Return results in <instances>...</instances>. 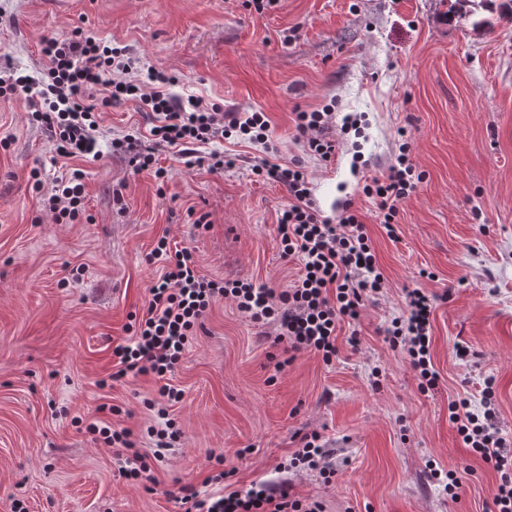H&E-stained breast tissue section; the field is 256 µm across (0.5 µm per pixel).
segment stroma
I'll return each instance as SVG.
<instances>
[{
	"label": "stroma",
	"mask_w": 512,
	"mask_h": 512,
	"mask_svg": "<svg viewBox=\"0 0 512 512\" xmlns=\"http://www.w3.org/2000/svg\"><path fill=\"white\" fill-rule=\"evenodd\" d=\"M76 29L175 76L173 93L265 112L278 163L301 161L321 215L347 202L359 216L384 288L340 323L332 361L275 343V325L221 299L169 379L178 403L149 374L108 382L113 346L147 311L161 237L216 281L280 292L297 279L276 232L288 191L254 173L257 146L233 138L197 147L192 163L159 150L165 177L135 171L112 141L150 129L137 101L105 108L99 158L69 164L23 100L0 101V512H183L182 487L213 493L205 479L221 470L227 491L287 484L326 512H497L499 474L466 450L448 404L479 405L493 378L512 450V22L492 0H272L260 11L248 0H0V67L38 76L41 41ZM331 102L336 154L323 162L305 155L294 119ZM402 128L424 180L390 237L361 186L395 164ZM215 151L220 172L206 162ZM69 166L85 174L86 211L58 224L30 171L49 186ZM411 288L438 297V381L426 391L383 333ZM459 344L471 355L457 357ZM169 421L178 437L159 462L152 432ZM104 427L130 430L152 481L120 477ZM311 433L331 480L279 468ZM465 463L450 498L443 475Z\"/></svg>",
	"instance_id": "35a3bbf8"
}]
</instances>
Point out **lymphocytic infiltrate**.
Segmentation results:
<instances>
[{"instance_id": "1", "label": "lymphocytic infiltrate", "mask_w": 512, "mask_h": 512, "mask_svg": "<svg viewBox=\"0 0 512 512\" xmlns=\"http://www.w3.org/2000/svg\"><path fill=\"white\" fill-rule=\"evenodd\" d=\"M43 76H0V98L24 97L33 120L46 125L62 158L94 154L99 125L97 112L112 102L135 99L152 112L150 130L153 147L141 144L139 136L127 134L114 139V150L128 153L136 169L149 168L159 146L205 145L218 138L239 137L271 150V123L265 112H227L195 97L180 98L170 93L174 77L149 71L147 81L132 79L139 63L129 49L110 47L95 37L74 32L52 36L42 42ZM331 104L297 113L296 138L307 154L328 160L336 145L327 133L333 125ZM256 174L283 184L290 201L277 224L283 257L298 259L301 273L282 292L248 279L220 283L201 274L188 248L160 239L153 253L163 263L157 281L149 290L147 312L129 341L117 344L113 354L119 368L113 379L127 374H153L161 379V397L179 402L182 392L165 377L180 360L194 329L206 310L221 298L232 300L237 309L257 323H275L278 339L290 349L311 350L331 360L336 354V328L345 318L357 319L365 302L383 288L384 276L356 214L343 210L338 220L323 217L311 198L309 182L300 164L283 166L262 161ZM75 169L55 180L47 195L56 220L76 221L85 211V184ZM423 180L402 143L397 162L386 174L365 179L363 194L372 199L387 235H394L399 203L416 191ZM435 295L414 288L406 293V314L394 318L386 329L391 344L406 350L426 387L438 378L430 353L431 317ZM483 413L471 409L470 398L448 405L465 448L500 475L494 493L498 512H512V460L503 453L505 441L494 427L492 379H485L481 391ZM184 512H324L319 501L304 502L291 496L288 486H263L241 496L229 494L200 496L192 486L182 489Z\"/></svg>"}]
</instances>
